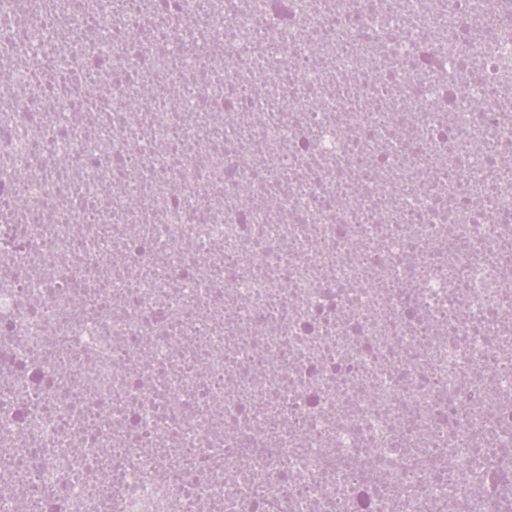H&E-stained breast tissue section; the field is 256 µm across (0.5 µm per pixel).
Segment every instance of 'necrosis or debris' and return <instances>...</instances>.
Instances as JSON below:
<instances>
[{"mask_svg":"<svg viewBox=\"0 0 512 512\" xmlns=\"http://www.w3.org/2000/svg\"><path fill=\"white\" fill-rule=\"evenodd\" d=\"M284 2L0 0V512H512V0Z\"/></svg>","mask_w":512,"mask_h":512,"instance_id":"1","label":"necrosis or debris"}]
</instances>
